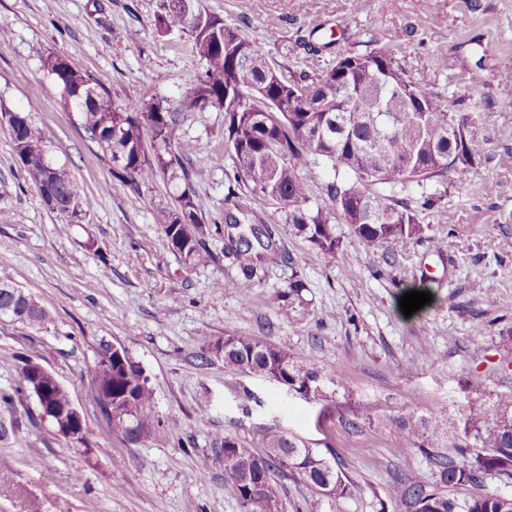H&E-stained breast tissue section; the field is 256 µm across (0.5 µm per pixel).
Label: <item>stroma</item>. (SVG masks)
Instances as JSON below:
<instances>
[{"mask_svg":"<svg viewBox=\"0 0 512 512\" xmlns=\"http://www.w3.org/2000/svg\"><path fill=\"white\" fill-rule=\"evenodd\" d=\"M162 2L0 0V104L33 116L95 200L83 222L58 232V215L0 125V276L53 314L39 333L0 323V391L16 388L24 358H34L67 388L87 428L86 444H71L25 394L14 411L0 409V471L11 475L0 512H243L224 492V437L258 448L270 428L333 450L355 485L336 498L276 473L279 512H404L397 479L429 486L436 477L420 452L400 449V422L433 410L453 435L470 401L512 398V80L497 72L512 58V0H191L193 13L223 18L260 44L289 79L346 53L392 50L408 79L472 118L484 142L472 167L413 189L429 238L393 244L390 259L340 218V250L327 259L253 198L254 215L275 229L279 259L250 277L224 256L232 168L223 113L197 112L180 127L207 172L197 191L210 258L194 265L159 223L168 176L138 194L116 180L43 69L47 55L62 54L112 96L134 87L176 103L202 65L189 31L157 33ZM131 28L133 43L123 38ZM424 282L434 302L405 316L403 292ZM490 295L508 309L489 307ZM235 335L318 369L320 393L225 368L210 346ZM103 341L128 351L152 391V421L137 435L113 430L94 400Z\"/></svg>","mask_w":512,"mask_h":512,"instance_id":"35a3bbf8","label":"stroma"}]
</instances>
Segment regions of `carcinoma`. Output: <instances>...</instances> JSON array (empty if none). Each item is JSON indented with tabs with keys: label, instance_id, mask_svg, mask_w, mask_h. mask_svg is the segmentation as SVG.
I'll return each mask as SVG.
<instances>
[{
	"label": "carcinoma",
	"instance_id": "cac0c4a2",
	"mask_svg": "<svg viewBox=\"0 0 512 512\" xmlns=\"http://www.w3.org/2000/svg\"><path fill=\"white\" fill-rule=\"evenodd\" d=\"M155 27L160 33L189 30L203 64L196 82L174 105L147 100L136 91L117 102L65 55L47 56L43 68L59 88L64 107L79 115L88 139L112 164L113 177L138 193L158 173L169 176V202L160 224L172 249L190 263L208 257L205 238L210 233L196 189L206 171L192 163L195 146L179 136L181 123L195 112L224 113V155L237 184L224 196V255L249 277L256 272L254 259L275 257L276 242L264 222L242 224L248 196L279 206L291 231L332 259L339 249L334 221L349 201L362 204L347 224L367 248L420 239L425 228L411 206L412 188L445 177L451 170L448 156L465 152L478 158L483 151L472 119H458L467 134L450 131L451 105L426 87L409 88L411 81L389 51L342 55L320 74L290 82L260 45L218 16L192 14L189 0H164ZM319 125L324 142L315 138ZM9 133L16 156L28 154L22 163L27 179L38 187L53 178L56 199L49 209L60 217L59 231H67L73 224L70 204H78L85 215L93 199L65 165L58 163L47 174L40 157L51 151L31 114ZM322 162L331 166L334 178L326 187L327 198L315 201L307 173ZM347 173L356 181H349ZM374 185L389 193L371 190ZM15 322L39 330L53 318L41 307L16 314ZM234 341V351L224 357V366L234 371L273 379L299 393L319 377L288 352L254 336L238 335ZM94 384L100 392L95 401L113 428L131 434V420L138 428L148 426L151 391L128 352L120 360L101 345ZM461 423V434L446 446L438 444L443 422L431 410L400 424V447L419 449L436 476L432 487L408 479L397 483L394 495L406 512H512V496L479 492L489 476L512 482V398L499 401L494 419L484 402L473 400ZM263 442L276 444L287 461L269 462L262 484L272 485V475L287 470L323 494L354 492L339 464L319 449L282 430L268 431ZM224 448L230 449L224 493L238 500L244 512H269L267 492L248 493L237 478L253 468L255 449L231 435L224 436Z\"/></svg>",
	"mask_w": 512,
	"mask_h": 512
}]
</instances>
